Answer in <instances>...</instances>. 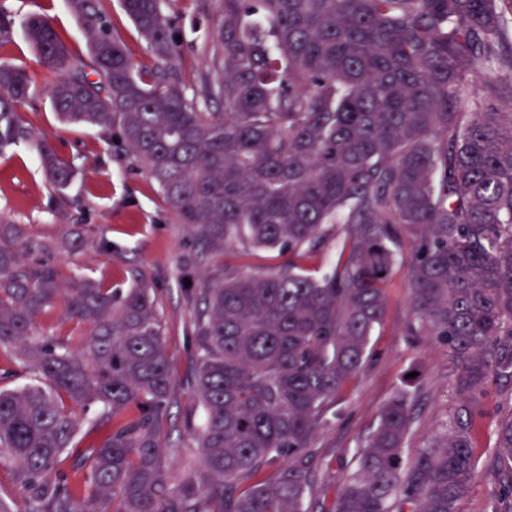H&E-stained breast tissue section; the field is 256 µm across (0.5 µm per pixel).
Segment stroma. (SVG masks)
Instances as JSON below:
<instances>
[{
  "label": "stroma",
  "instance_id": "stroma-1",
  "mask_svg": "<svg viewBox=\"0 0 512 512\" xmlns=\"http://www.w3.org/2000/svg\"><path fill=\"white\" fill-rule=\"evenodd\" d=\"M101 7L135 66L152 65L150 49L120 0H102ZM0 10L13 21L11 40L0 47V59L23 68L30 81L31 97L20 107L19 117L75 170L70 185L55 190L40 166L36 142L17 141L0 154V215L20 225L24 239L31 242L25 262L53 264L60 287L81 275L112 289H126L138 276L150 286L174 377L160 424L167 448L164 462L172 481L181 482L188 468L201 466L190 427L202 418L192 342L202 283L223 276L229 267L252 273L281 266L289 256L267 251L200 255L190 228L179 223L157 184L113 141L97 129L58 121L49 95L54 75L38 63L22 22L31 14L44 15L72 57L87 59L81 24L67 0H0ZM215 10L214 0H170L168 12L176 20L180 40L175 70L185 87H195L207 68L199 36L213 26ZM415 251L413 239L402 241L385 285V315L372 332L365 360L329 404L305 450L310 461L305 512H327L356 470L358 453L377 427L382 408L396 393L407 392L413 407L405 445L410 458L442 436L457 411L456 360L435 337L411 329L406 272ZM415 367L423 368L424 376L420 383L406 385V375ZM511 410L512 380L491 379L475 420L476 476L459 512H501L493 448L497 422Z\"/></svg>",
  "mask_w": 512,
  "mask_h": 512
}]
</instances>
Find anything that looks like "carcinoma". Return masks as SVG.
Listing matches in <instances>:
<instances>
[{
  "label": "carcinoma",
  "instance_id": "cac0c4a2",
  "mask_svg": "<svg viewBox=\"0 0 512 512\" xmlns=\"http://www.w3.org/2000/svg\"><path fill=\"white\" fill-rule=\"evenodd\" d=\"M69 2L98 80L48 20L24 25L55 75L59 119L115 136L200 254L293 259L229 268L201 289L193 438L203 472L173 484L158 425L174 381L148 285L118 296L73 283L65 315L90 327L76 356L37 323L59 298L57 270L22 266L21 230L0 216V347L30 373L0 389V459L16 465L31 512H302L305 448L364 362L406 235L418 242L410 308L458 362L461 403L409 462L413 414L397 393L330 512H457L475 480L479 398L491 378L512 379V51L502 41L512 0H215L197 90L174 77L168 0H121L151 49L146 69L134 68L101 0ZM29 96L26 73L0 62V152L28 135L17 112ZM218 101L224 111H210ZM39 158L55 188L70 183L50 145ZM333 230L336 261L301 266ZM75 405L102 408L91 428L108 427L103 440L84 443ZM495 435L512 512V411Z\"/></svg>",
  "mask_w": 512,
  "mask_h": 512
}]
</instances>
